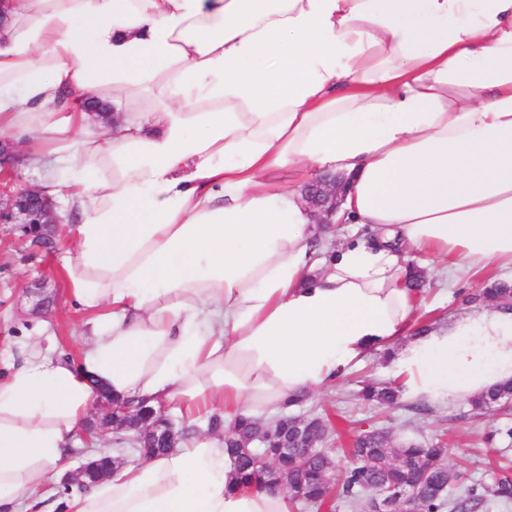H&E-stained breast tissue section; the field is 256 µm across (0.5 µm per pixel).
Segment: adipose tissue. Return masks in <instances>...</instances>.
I'll use <instances>...</instances> for the list:
<instances>
[{"mask_svg":"<svg viewBox=\"0 0 512 512\" xmlns=\"http://www.w3.org/2000/svg\"><path fill=\"white\" fill-rule=\"evenodd\" d=\"M0 138L70 223L78 357L0 379V512H48L97 387L188 423L284 412L372 352L411 397L512 381V311L406 333L437 273L512 269V0H0ZM346 179L317 247L294 187ZM68 512H293L224 432L112 467Z\"/></svg>","mask_w":512,"mask_h":512,"instance_id":"obj_1","label":"adipose tissue"}]
</instances>
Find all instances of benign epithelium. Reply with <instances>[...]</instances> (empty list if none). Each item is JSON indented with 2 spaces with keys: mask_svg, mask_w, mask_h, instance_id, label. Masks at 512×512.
<instances>
[{
  "mask_svg": "<svg viewBox=\"0 0 512 512\" xmlns=\"http://www.w3.org/2000/svg\"><path fill=\"white\" fill-rule=\"evenodd\" d=\"M19 162V152L13 143L0 140V169L9 173ZM342 180L336 175H324L309 184L304 197L315 211L316 223H335L338 209V195L341 191ZM0 223L18 224L24 239L36 238L39 242L52 244L47 230L59 223L56 203L36 187L30 186L18 190L9 187L0 189ZM97 404L103 411V416L90 419L86 423L85 437L91 439L106 432H137L140 435L149 434L165 428L164 434L170 447H175L178 432L165 417V410L160 415L148 414V410L140 406L134 410L125 405L112 402V398L101 395ZM112 465V459L103 458L99 461L85 462L77 473V477H66L62 485L64 489L84 487L86 477L96 480L102 478Z\"/></svg>",
  "mask_w": 512,
  "mask_h": 512,
  "instance_id": "benign-epithelium-1",
  "label": "benign epithelium"
}]
</instances>
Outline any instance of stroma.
<instances>
[{"label":"stroma","mask_w":512,"mask_h":512,"mask_svg":"<svg viewBox=\"0 0 512 512\" xmlns=\"http://www.w3.org/2000/svg\"><path fill=\"white\" fill-rule=\"evenodd\" d=\"M67 225L52 230L50 248L34 250L22 238L14 224H0V374L6 373L21 344L38 335H53L64 352L76 353L82 343L79 317L67 297L66 286L56 267L60 249L68 246ZM424 299L417 325L435 329L476 310L471 300L498 278L512 280V273L459 274L449 281L433 276L431 263L416 258ZM370 382L396 384L383 353L369 355L342 378L318 389L296 406V413L318 416L328 430L321 445L332 449L337 462H344V450L360 428L374 426L388 431L391 447L407 440L425 444L443 442L448 448L449 463L469 457L474 476L487 479L492 475L487 449L498 448L512 457V414L497 410L472 418L467 401H429V414H416L412 401L400 397L395 408L383 409L362 400L360 392Z\"/></svg>","instance_id":"35a3bbf8"}]
</instances>
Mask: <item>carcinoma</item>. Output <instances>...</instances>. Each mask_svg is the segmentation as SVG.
<instances>
[{
  "instance_id": "carcinoma-1",
  "label": "carcinoma",
  "mask_w": 512,
  "mask_h": 512,
  "mask_svg": "<svg viewBox=\"0 0 512 512\" xmlns=\"http://www.w3.org/2000/svg\"><path fill=\"white\" fill-rule=\"evenodd\" d=\"M512 298V285L497 282L484 292V299ZM364 399L391 406L397 390L390 384L368 386ZM512 402V384L493 387L470 400L471 410L485 411ZM319 417L296 415L273 422L236 419L233 431L224 435V448L242 487L273 488L281 479L297 483L289 489L294 504L305 509H320L335 498H342L351 509L365 508L362 492L375 487L394 496L411 490L419 512H478L493 507L512 506V480L492 483L466 481L464 473L448 465L447 449L437 444L425 447L408 441L397 448L388 446L387 432L361 431L354 439L353 459L340 466L329 448H318L306 455L298 452L308 437L319 430ZM136 452L145 460L168 451L162 437L145 436ZM336 468V478L327 482L323 474Z\"/></svg>"
}]
</instances>
